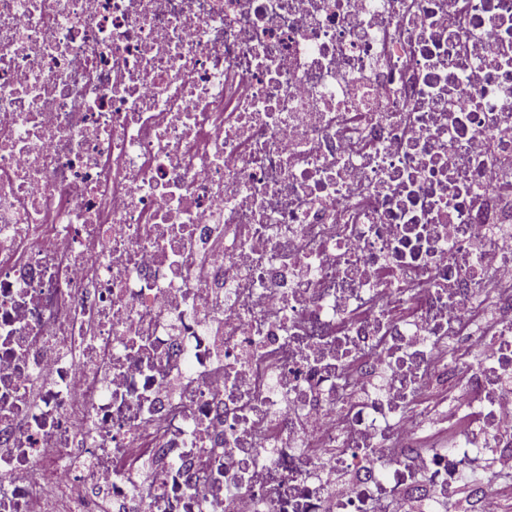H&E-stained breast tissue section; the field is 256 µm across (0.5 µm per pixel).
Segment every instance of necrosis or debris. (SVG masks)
<instances>
[{
  "mask_svg": "<svg viewBox=\"0 0 512 512\" xmlns=\"http://www.w3.org/2000/svg\"><path fill=\"white\" fill-rule=\"evenodd\" d=\"M490 451L512 0H0V512H498Z\"/></svg>",
  "mask_w": 512,
  "mask_h": 512,
  "instance_id": "4bbe7bcc",
  "label": "necrosis or debris"
}]
</instances>
